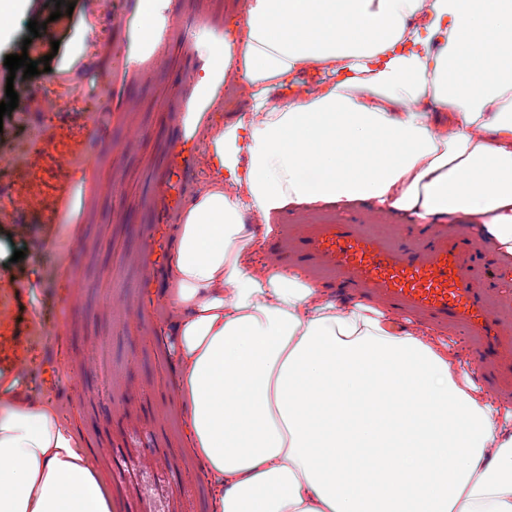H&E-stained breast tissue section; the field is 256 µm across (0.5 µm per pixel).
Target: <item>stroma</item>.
Listing matches in <instances>:
<instances>
[{
  "mask_svg": "<svg viewBox=\"0 0 512 512\" xmlns=\"http://www.w3.org/2000/svg\"><path fill=\"white\" fill-rule=\"evenodd\" d=\"M74 15L95 26L108 44L113 70L127 55L126 21L136 0H74ZM227 0H172V22L152 57L126 81L101 71L96 58L74 73L51 70L10 77L7 55L22 51L29 21L47 23L66 40L65 19L51 20L55 0H31L27 12L0 19L10 38L0 44V97L6 87L25 97L30 127L7 123L0 134L31 139L48 128L49 141L24 192L31 210L10 203L14 177L0 155V244L25 250L23 260L0 266L11 292L0 307V370L22 348L29 373L25 394L59 404L82 439L96 471L112 490V512H210V493L182 436L175 411L170 329L158 293L168 257L148 254L150 240L170 238L172 210L160 192L183 178L191 191L203 174V154L193 169L176 174L174 153L183 104L196 89L206 58L193 31L230 27ZM95 103L99 134L83 138L81 113ZM67 158L68 195L62 223L36 224L32 214L54 203L60 158ZM84 183H77L76 172ZM336 219L367 224L412 246L423 232L358 204L348 209L284 213L282 224ZM134 311L123 322L113 305Z\"/></svg>",
  "mask_w": 512,
  "mask_h": 512,
  "instance_id": "1",
  "label": "stroma"
}]
</instances>
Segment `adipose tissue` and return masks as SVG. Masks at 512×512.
<instances>
[{
  "mask_svg": "<svg viewBox=\"0 0 512 512\" xmlns=\"http://www.w3.org/2000/svg\"><path fill=\"white\" fill-rule=\"evenodd\" d=\"M170 0H136L126 75ZM185 134L216 180L174 217L162 290L211 512H512V406L426 325L272 261L287 209L365 204L489 243L512 285V0H242ZM437 51H429L427 38ZM319 90L287 105L292 75ZM244 112L204 118L222 89ZM0 512H112L61 407L0 372Z\"/></svg>",
  "mask_w": 512,
  "mask_h": 512,
  "instance_id": "ef3b65f1",
  "label": "adipose tissue"
}]
</instances>
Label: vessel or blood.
Instances as JSON below:
<instances>
[{
    "mask_svg": "<svg viewBox=\"0 0 512 512\" xmlns=\"http://www.w3.org/2000/svg\"><path fill=\"white\" fill-rule=\"evenodd\" d=\"M268 253L300 271L317 270L354 284L395 313L430 318L467 331L477 365L490 366L498 388L512 383V328L476 278L471 239L445 233L411 249L361 224H297Z\"/></svg>",
    "mask_w": 512,
    "mask_h": 512,
    "instance_id": "vessel-or-blood-1",
    "label": "vessel or blood"
}]
</instances>
